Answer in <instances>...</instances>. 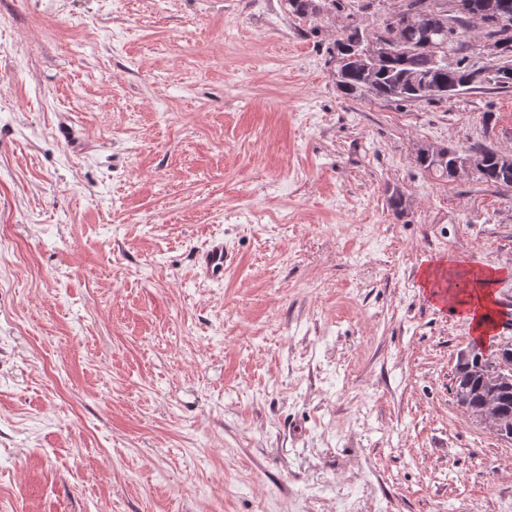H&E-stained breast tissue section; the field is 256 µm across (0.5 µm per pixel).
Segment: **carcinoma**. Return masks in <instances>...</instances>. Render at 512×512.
<instances>
[{"instance_id": "obj_1", "label": "carcinoma", "mask_w": 512, "mask_h": 512, "mask_svg": "<svg viewBox=\"0 0 512 512\" xmlns=\"http://www.w3.org/2000/svg\"><path fill=\"white\" fill-rule=\"evenodd\" d=\"M288 12L297 17H314L321 12L318 0H284ZM493 7L475 14L448 16V11L434 6L433 0H405V8L390 14L384 21L383 32L396 31L402 47L395 55L374 66L371 63L345 55L341 66L344 72L339 89L357 98L371 94L379 99L415 102L425 99L422 84L452 89V94L481 89H512V76L494 84L484 74L469 67L467 57L448 65V50L454 49L465 30L477 20L485 26L487 36L504 44L505 61L498 66L503 72H512V0H489ZM365 35L355 22L342 25L340 38L344 46H358ZM432 37L446 50L437 61L419 52L417 46L426 37ZM470 150L485 156L484 171L479 177L486 182L512 189V163L500 152L485 145H474ZM421 169L439 180H451L456 157L442 159L416 158ZM454 395L458 405L470 415L489 423L501 438L512 439V346L498 360H487L477 350L458 360L455 368Z\"/></svg>"}]
</instances>
